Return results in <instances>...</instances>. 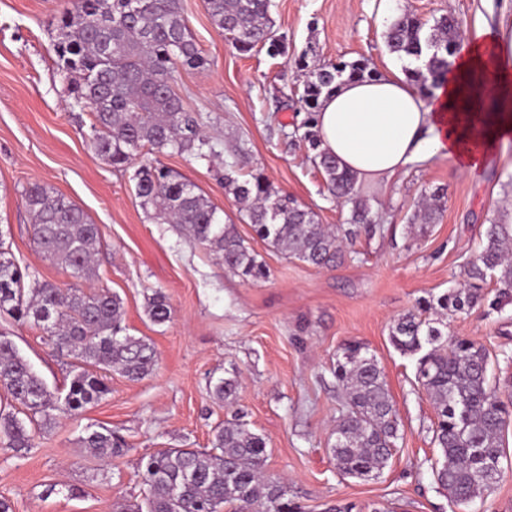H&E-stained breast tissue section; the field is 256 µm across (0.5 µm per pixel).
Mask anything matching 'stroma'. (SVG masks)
I'll use <instances>...</instances> for the list:
<instances>
[{
  "instance_id": "35a3bbf8",
  "label": "stroma",
  "mask_w": 512,
  "mask_h": 512,
  "mask_svg": "<svg viewBox=\"0 0 512 512\" xmlns=\"http://www.w3.org/2000/svg\"><path fill=\"white\" fill-rule=\"evenodd\" d=\"M271 16L288 40L287 57L256 48L241 53L210 20L204 0H182L184 18L210 59L203 72L181 75L189 103L208 115L210 136L225 147L243 143L251 166L276 190L311 208L320 223H343L347 213L327 197L304 147L292 144L306 76L292 57L314 49L327 62L367 60L381 74L402 62L384 34L400 14L421 20L448 15L460 32L512 33V0H273ZM63 0H0V232L31 277L62 288L76 281L32 242L24 191L48 184L97 224L103 248L91 288L118 293L130 334L147 338L158 364L139 380L112 375L110 392L76 417H60L37 434L31 453L0 449V498L13 512H113L139 502L145 491L141 460L167 448H207L213 430L231 415L267 440L268 476L284 482L306 512L353 503L359 512H512V425L503 432L502 476L494 492L470 506L453 504L430 464L435 413L415 381L416 359L389 341V328L421 298L437 297L465 278L463 264L479 248L486 226L512 210V141L498 144L483 166L458 173L447 158L409 166L385 185L360 182L384 235L346 246L332 269L290 259L253 233L217 170L221 161L165 153L162 164L195 183L225 223L265 261L269 277L243 282L212 253L159 224L142 207L129 173L96 157L89 146L90 110L75 107L57 71L54 19ZM443 187L444 208L427 234H411L409 218L425 190ZM162 290L172 318L154 324L147 299ZM448 331L467 336L512 376V304L502 312L476 309L448 317ZM9 335L55 392L69 368L41 329L0 317ZM363 343L378 360L400 419L396 454L378 477L341 475L332 458L331 431L341 397L332 369L343 344ZM236 378L233 403L215 400L212 385ZM89 424L112 429L122 454L104 459L76 445Z\"/></svg>"
}]
</instances>
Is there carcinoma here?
Returning <instances> with one entry per match:
<instances>
[{
	"label": "carcinoma",
	"instance_id": "cac0c4a2",
	"mask_svg": "<svg viewBox=\"0 0 512 512\" xmlns=\"http://www.w3.org/2000/svg\"><path fill=\"white\" fill-rule=\"evenodd\" d=\"M212 22L239 51L260 47L269 57L288 53L276 35L271 0H205ZM56 31L67 44L54 48L55 65L68 81L76 106L93 116L92 152L125 171L141 206L153 218L179 231L215 254L224 267L247 283L268 279L269 269L245 244L235 225L224 223L218 209L179 173L145 159V154L171 151L193 160L221 154V143L204 132L206 117L191 109L177 90L183 71L201 72L210 60L198 47L185 19L181 0H65ZM385 45L399 59L412 57L422 66L404 69L406 79L426 92L438 86L457 52L458 29L449 16L433 24L404 13L388 26ZM309 70L301 95L302 132L313 167L329 196L349 208L342 224H321L316 214L276 190L258 169L243 173L246 151L237 146L224 160V187L246 213L254 234L274 250L318 268H334L345 258L344 246L361 235L383 231L368 199L361 196L354 174L320 150L315 130L320 98L345 81L371 79L376 73L363 60L308 63V52L295 59ZM444 189L422 194L410 224L435 223L442 210ZM33 216V244L45 257L70 270L72 277H92L93 260L101 247L99 230L73 201L48 184L34 183L25 191ZM466 284L416 306L394 320L391 345L404 355H419L416 381L430 396L436 421L433 441L440 449L434 481L452 501L467 505L490 494L498 483L503 455L502 432L512 422V398H502L489 382V354L465 336H445L434 322L448 315L487 306L500 311L512 304V224L504 211L488 224L478 251L464 264ZM492 279L496 295L487 299L481 283ZM42 328L61 357L70 359L72 378L64 396L48 389L45 380L13 342L0 334V389L20 405L0 409V447L27 454L36 447V431L48 430L61 416H77L109 393L101 375L115 371L141 379L156 368L154 347L131 336L123 326L124 302L107 289L60 288L25 282L21 268L0 234V313ZM147 315L155 324L171 320L165 295L154 292ZM343 397L336 419L332 455L345 476L367 479L387 465L399 439V419L377 359L357 341L343 344L333 368ZM238 381L217 380L213 394L234 401ZM77 444L105 458L123 451L109 429L84 428ZM209 451L167 448L142 460V479L149 488L145 505L128 512H302L288 497V488L265 473L266 438L235 418L214 429Z\"/></svg>",
	"mask_w": 512,
	"mask_h": 512
}]
</instances>
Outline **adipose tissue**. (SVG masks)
Segmentation results:
<instances>
[{"instance_id": "adipose-tissue-1", "label": "adipose tissue", "mask_w": 512, "mask_h": 512, "mask_svg": "<svg viewBox=\"0 0 512 512\" xmlns=\"http://www.w3.org/2000/svg\"><path fill=\"white\" fill-rule=\"evenodd\" d=\"M317 127L323 149L361 180L386 184L436 155L475 172L512 140V36L465 39L427 99L395 73L345 83L322 98Z\"/></svg>"}]
</instances>
